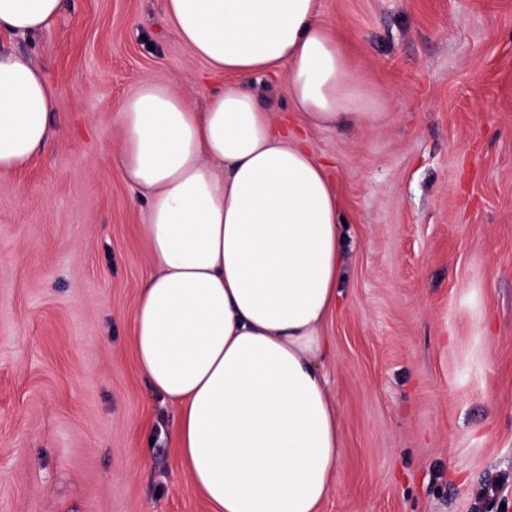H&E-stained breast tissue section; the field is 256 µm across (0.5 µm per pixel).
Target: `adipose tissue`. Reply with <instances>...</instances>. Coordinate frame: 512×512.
<instances>
[{
	"mask_svg": "<svg viewBox=\"0 0 512 512\" xmlns=\"http://www.w3.org/2000/svg\"><path fill=\"white\" fill-rule=\"evenodd\" d=\"M63 0H0V32L50 28ZM212 74L204 107L144 78L117 121L116 163L147 203L153 262L132 314L139 370L176 409L173 434L211 512H320L339 480L342 415L319 370L343 280L344 201L310 142L255 90L285 70L313 128L386 115L348 69L319 0H163ZM55 93L33 60L0 50V173L54 131Z\"/></svg>",
	"mask_w": 512,
	"mask_h": 512,
	"instance_id": "obj_1",
	"label": "adipose tissue"
}]
</instances>
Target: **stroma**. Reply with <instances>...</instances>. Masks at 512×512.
<instances>
[{"instance_id": "1", "label": "stroma", "mask_w": 512, "mask_h": 512, "mask_svg": "<svg viewBox=\"0 0 512 512\" xmlns=\"http://www.w3.org/2000/svg\"><path fill=\"white\" fill-rule=\"evenodd\" d=\"M320 4L388 114L308 131L344 200L321 369L345 454L321 512H512V0ZM0 46L51 76L57 126L0 174V512H210L138 370L146 205L112 153L142 79L198 106L231 79L162 0H63Z\"/></svg>"}]
</instances>
